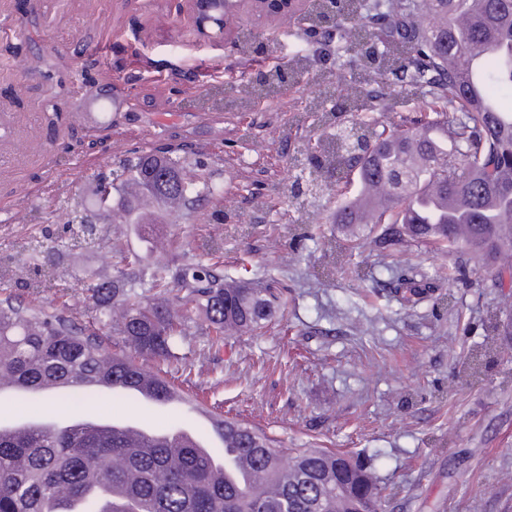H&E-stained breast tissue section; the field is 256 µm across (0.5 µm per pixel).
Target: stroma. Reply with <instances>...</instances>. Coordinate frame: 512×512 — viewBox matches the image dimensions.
<instances>
[{"instance_id":"stroma-1","label":"stroma","mask_w":512,"mask_h":512,"mask_svg":"<svg viewBox=\"0 0 512 512\" xmlns=\"http://www.w3.org/2000/svg\"><path fill=\"white\" fill-rule=\"evenodd\" d=\"M238 23L275 38L280 61L303 47L288 18L251 2ZM247 68L232 35L200 32L194 0H0V295L83 310L79 280L115 274L122 253L147 254L148 239L188 261L218 247L225 276L248 275L288 304L219 346L188 319L175 386L280 447L371 458L400 489L390 512H512V336L492 332L512 320V284L468 254L383 251L374 225L337 265L321 241L333 225L291 233L290 159L313 132L294 111L315 85L287 83L245 108L225 82ZM104 96L123 109L111 126L88 123V103ZM169 141L222 170L221 202L237 223L173 215L141 229L117 211L100 243L62 238L68 199L88 195L129 150ZM457 263L465 278L448 283L441 273ZM400 270L434 281L449 303L401 304L391 286ZM488 344L499 358L472 375V353ZM81 414L159 431L188 417L107 394Z\"/></svg>"}]
</instances>
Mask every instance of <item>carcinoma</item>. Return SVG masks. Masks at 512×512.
<instances>
[{"label":"carcinoma","mask_w":512,"mask_h":512,"mask_svg":"<svg viewBox=\"0 0 512 512\" xmlns=\"http://www.w3.org/2000/svg\"><path fill=\"white\" fill-rule=\"evenodd\" d=\"M298 37L307 44L288 65L260 66L234 88L252 105L282 84L317 82L298 121L314 117L323 132L292 157L309 168L305 197L294 199L288 223L316 224L315 203L356 175L358 191L325 217L347 240L363 221L357 207L380 185L386 198L370 224L382 225L384 247L428 243L466 251L512 274V109L499 106L512 92V0H303ZM328 40L350 93L340 101L331 82L314 73L316 38ZM483 42L479 68L455 66ZM379 43V54L369 43ZM245 57L268 58L277 45L255 46L238 29ZM416 107L389 127L373 116L389 106L392 87ZM359 154L341 135L345 113ZM221 173L180 146L135 152L101 175L91 193L73 200L72 218L120 211L126 223L161 224L173 212L189 216L224 193ZM111 276L89 275L99 327L79 325L76 312L48 311L11 294L0 298V377L28 387L21 398L53 381L67 384L66 404L85 406L102 394L90 380L132 382L150 375L155 398L173 382L146 362L181 364L186 319L200 317L213 336L252 333L272 321L283 299L245 278L226 279L220 262L179 261L160 246L154 261L120 257ZM434 292L425 278L400 272L394 293L414 307ZM123 344L120 350L112 346ZM224 441L251 460L262 480L240 490L215 470L222 448H199L191 438L172 447L136 445L111 430L48 425L7 436L0 427V512H383L395 492L371 466L345 452L288 451L265 431L225 418Z\"/></svg>","instance_id":"carcinoma-1"}]
</instances>
